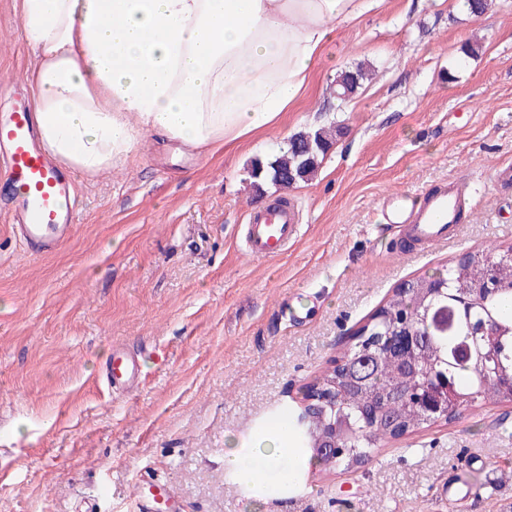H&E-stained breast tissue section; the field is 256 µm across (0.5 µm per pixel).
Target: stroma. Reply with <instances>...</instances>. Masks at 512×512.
I'll use <instances>...</instances> for the list:
<instances>
[{"label":"stroma","instance_id":"obj_1","mask_svg":"<svg viewBox=\"0 0 512 512\" xmlns=\"http://www.w3.org/2000/svg\"><path fill=\"white\" fill-rule=\"evenodd\" d=\"M472 54H464V46ZM36 63L20 0H0V111ZM374 76L352 98L342 71ZM338 125L317 176L251 186L269 145ZM512 0L473 16L456 0H383L338 28L281 126L197 154L143 138L119 167L79 174L78 224L47 257L25 253L0 209V512H140L142 481L165 484L153 512H512V402L471 407L371 449L362 463L309 466L296 488L250 500L224 470V439L252 448L260 424L296 419L305 387L404 281L463 250L512 244ZM460 179L451 244L406 242L381 204ZM288 197L300 229L274 259L251 257L247 224ZM139 384L109 388L112 348ZM498 473L494 486L472 458ZM470 471L477 493L443 504ZM368 77V71L362 66L342 71L336 78L337 98L341 101L351 98L362 88Z\"/></svg>","mask_w":512,"mask_h":512}]
</instances>
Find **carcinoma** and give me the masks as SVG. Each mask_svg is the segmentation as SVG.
<instances>
[{"mask_svg":"<svg viewBox=\"0 0 512 512\" xmlns=\"http://www.w3.org/2000/svg\"><path fill=\"white\" fill-rule=\"evenodd\" d=\"M368 77V71L361 66L341 72L336 78L337 98H351ZM334 141L335 133L325 128L293 135L274 160L267 163V183L277 189H288L312 180ZM509 251L512 252V246L474 251L464 263L453 262L412 280L408 290H395L358 328L360 334H385L407 318L420 335L427 337L417 380L424 381L440 372L445 374L458 394V400L448 404L450 421L479 403L512 401V393L503 388L499 378L501 373L512 374V266L504 263L496 268L503 287L492 292L479 288L484 272ZM443 306L448 308L445 333L436 331L432 325L433 314ZM483 321L494 322L499 335H478L477 326ZM355 351L353 347L336 357L334 365L321 378L325 384L334 382L341 387L337 411L348 416L352 426L345 442L348 453L344 456L350 464L361 462L368 450L384 439L431 424L410 404L383 403L391 390L411 382L403 364L377 353L371 367L353 368L349 362ZM330 419L327 414L322 420L310 421L303 432L291 429L294 445L304 449L313 461L315 436Z\"/></svg>","mask_w":512,"mask_h":512,"instance_id":"obj_1","label":"carcinoma"}]
</instances>
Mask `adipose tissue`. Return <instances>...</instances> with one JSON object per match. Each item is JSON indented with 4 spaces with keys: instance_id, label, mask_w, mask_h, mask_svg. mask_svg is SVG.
Masks as SVG:
<instances>
[{
    "instance_id": "obj_1",
    "label": "adipose tissue",
    "mask_w": 512,
    "mask_h": 512,
    "mask_svg": "<svg viewBox=\"0 0 512 512\" xmlns=\"http://www.w3.org/2000/svg\"><path fill=\"white\" fill-rule=\"evenodd\" d=\"M382 0H21L43 145L96 175L145 134L209 152L278 127L330 33ZM287 431L269 446L227 445L241 486L292 475Z\"/></svg>"
}]
</instances>
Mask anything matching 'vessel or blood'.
<instances>
[{
  "label": "vessel or blood",
  "mask_w": 512,
  "mask_h": 512,
  "mask_svg": "<svg viewBox=\"0 0 512 512\" xmlns=\"http://www.w3.org/2000/svg\"><path fill=\"white\" fill-rule=\"evenodd\" d=\"M0 177L11 187L7 207L13 231L35 256H48L71 239L77 214L74 175L55 161L41 144L28 99L17 98L0 113ZM463 185L456 182L411 198L404 194L385 197L384 218L398 225L409 241L425 246L444 244L458 223ZM297 233V217L290 201L254 212L248 225L247 249L256 258L279 255ZM140 365L124 350L113 349L105 378L113 389L134 385Z\"/></svg>",
  "instance_id": "obj_1"
}]
</instances>
